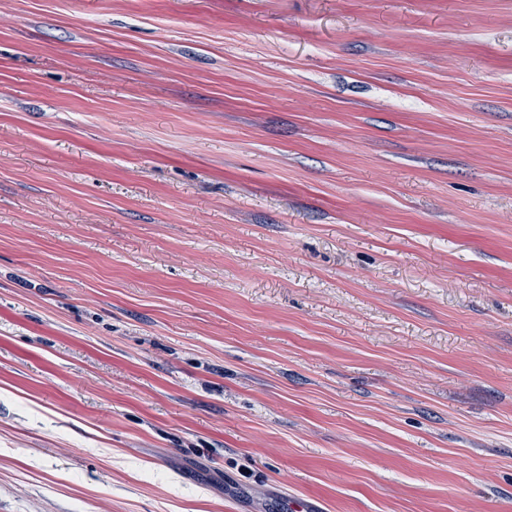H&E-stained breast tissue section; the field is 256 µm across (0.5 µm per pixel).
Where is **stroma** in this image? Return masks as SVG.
I'll return each mask as SVG.
<instances>
[{
    "instance_id": "stroma-1",
    "label": "stroma",
    "mask_w": 512,
    "mask_h": 512,
    "mask_svg": "<svg viewBox=\"0 0 512 512\" xmlns=\"http://www.w3.org/2000/svg\"><path fill=\"white\" fill-rule=\"evenodd\" d=\"M512 512V0H0V512Z\"/></svg>"
}]
</instances>
